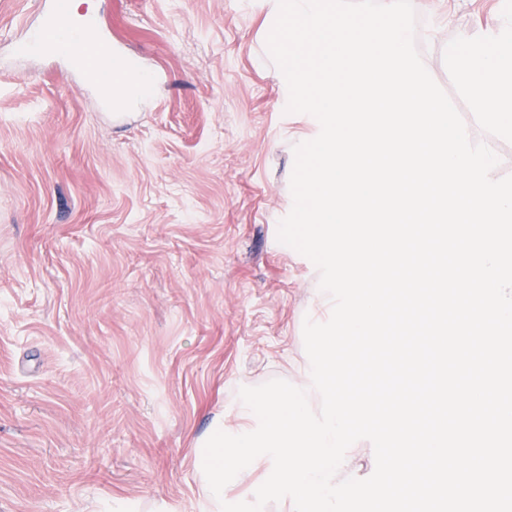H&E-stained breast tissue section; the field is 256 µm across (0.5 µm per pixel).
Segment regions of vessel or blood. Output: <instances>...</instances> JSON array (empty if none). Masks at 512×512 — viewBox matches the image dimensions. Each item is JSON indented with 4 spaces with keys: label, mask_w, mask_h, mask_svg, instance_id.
Wrapping results in <instances>:
<instances>
[{
    "label": "vessel or blood",
    "mask_w": 512,
    "mask_h": 512,
    "mask_svg": "<svg viewBox=\"0 0 512 512\" xmlns=\"http://www.w3.org/2000/svg\"><path fill=\"white\" fill-rule=\"evenodd\" d=\"M97 29L95 19L72 20L69 0H50L48 8L41 12L39 25L27 38V48L35 53L55 54L65 50L70 41L85 40L87 49L75 67L89 88L108 98L115 86L126 81L130 65Z\"/></svg>",
    "instance_id": "obj_1"
}]
</instances>
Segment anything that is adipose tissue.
Listing matches in <instances>:
<instances>
[{
    "label": "adipose tissue",
    "mask_w": 512,
    "mask_h": 512,
    "mask_svg": "<svg viewBox=\"0 0 512 512\" xmlns=\"http://www.w3.org/2000/svg\"><path fill=\"white\" fill-rule=\"evenodd\" d=\"M488 36H463L448 50V66L458 86L478 109L474 124L500 132L512 130V28L490 19Z\"/></svg>",
    "instance_id": "adipose-tissue-1"
}]
</instances>
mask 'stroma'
Returning a JSON list of instances; mask_svg holds the SVG:
<instances>
[{
	"label": "stroma",
	"instance_id": "stroma-1",
	"mask_svg": "<svg viewBox=\"0 0 512 512\" xmlns=\"http://www.w3.org/2000/svg\"><path fill=\"white\" fill-rule=\"evenodd\" d=\"M448 47L512 0H412ZM145 77L108 104L69 53L16 52L39 0H0V512H212L191 450L243 386H309L314 264L277 239L295 145L270 0H79Z\"/></svg>",
	"mask_w": 512,
	"mask_h": 512
}]
</instances>
